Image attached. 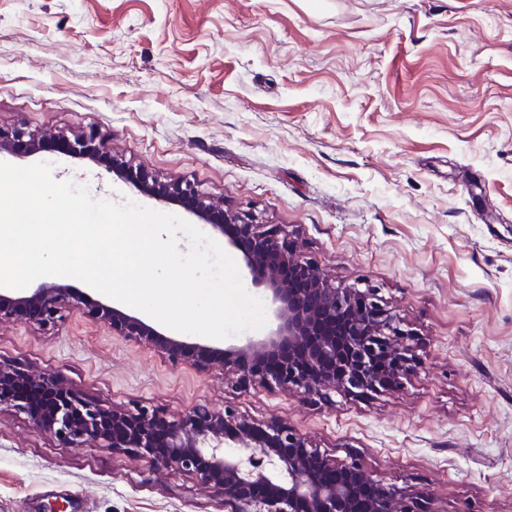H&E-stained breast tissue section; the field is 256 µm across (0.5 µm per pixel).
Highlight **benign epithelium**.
<instances>
[{"instance_id": "obj_1", "label": "benign epithelium", "mask_w": 512, "mask_h": 512, "mask_svg": "<svg viewBox=\"0 0 512 512\" xmlns=\"http://www.w3.org/2000/svg\"><path fill=\"white\" fill-rule=\"evenodd\" d=\"M56 151L87 160L115 174L140 194L172 202L208 223L238 247L255 287L263 288L271 317L268 332L243 344L217 348L168 337L141 318L93 298L68 284L41 282L21 290L0 288V321L22 319L56 326L63 313L79 309L112 334L156 347L175 364L211 369L214 361L238 375L239 383L259 384L302 398L330 393L359 398L385 389L416 361L417 338L388 308L375 288H340L307 257L280 224H265L250 211H231L224 200L188 180L161 182L115 157L91 128L72 136L50 129L0 126V155L25 159ZM288 267L290 278L272 269L267 255ZM296 356L271 374L251 373L253 363L282 348ZM22 383L32 398L47 401L46 413L33 415L14 394ZM28 416L34 427L71 448L100 445L136 455L152 466L195 477L217 492L224 512H429L417 498L369 474L355 459L330 458L288 425L248 420L231 409L197 404L177 414L135 404L108 406L68 387L50 373L0 361V409ZM168 416L165 454L157 447L154 424Z\"/></svg>"}]
</instances>
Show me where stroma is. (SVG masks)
<instances>
[{
  "instance_id": "obj_1",
  "label": "stroma",
  "mask_w": 512,
  "mask_h": 512,
  "mask_svg": "<svg viewBox=\"0 0 512 512\" xmlns=\"http://www.w3.org/2000/svg\"><path fill=\"white\" fill-rule=\"evenodd\" d=\"M0 125L78 134L286 225L336 283L379 288L416 366L366 399L242 387L81 311L0 323V360L104 404L288 423L434 512H512V0H0ZM97 200L208 224L85 160ZM220 512L190 475L70 448L0 411V512Z\"/></svg>"
}]
</instances>
